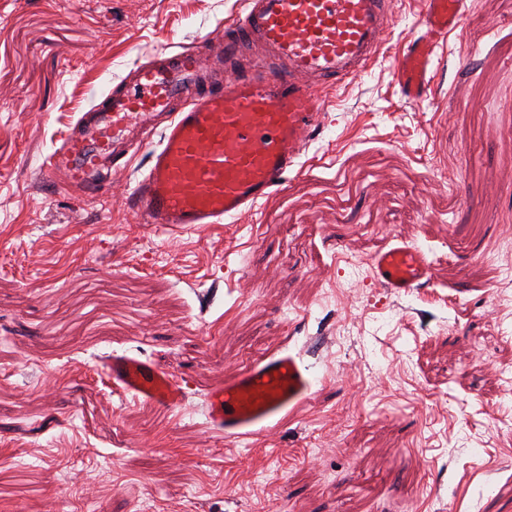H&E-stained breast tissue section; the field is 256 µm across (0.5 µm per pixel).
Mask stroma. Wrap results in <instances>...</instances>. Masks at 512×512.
<instances>
[{"mask_svg": "<svg viewBox=\"0 0 512 512\" xmlns=\"http://www.w3.org/2000/svg\"><path fill=\"white\" fill-rule=\"evenodd\" d=\"M244 0H0V512H512V0H466L428 95L395 62L426 0H397L378 59L324 102L303 165L252 215L169 228L42 164L94 98ZM403 240L429 281L393 294ZM290 350L306 406L237 439L205 398ZM185 378L167 410L112 354ZM373 266L377 280L396 294L409 293L419 288L431 273L425 255L406 242L394 244L377 253Z\"/></svg>", "mask_w": 512, "mask_h": 512, "instance_id": "stroma-1", "label": "stroma"}]
</instances>
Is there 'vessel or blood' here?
<instances>
[{
	"label": "vessel or blood",
	"mask_w": 512,
	"mask_h": 512,
	"mask_svg": "<svg viewBox=\"0 0 512 512\" xmlns=\"http://www.w3.org/2000/svg\"><path fill=\"white\" fill-rule=\"evenodd\" d=\"M426 2V30L396 64L412 100L424 98L439 52L466 9V0ZM392 22V0H246L220 39L137 64L78 118L44 172L99 196L108 186L104 172L127 146L156 134L148 170L129 195L141 223L204 228L252 213L322 128L323 92L369 69ZM373 266L396 294L422 286L431 273L425 255L404 242L377 253ZM105 373L115 387L159 407L186 400L179 380L136 356L112 355ZM311 395L299 356L279 354L214 389L207 417L225 436L247 435L268 429Z\"/></svg>",
	"instance_id": "obj_1"
}]
</instances>
